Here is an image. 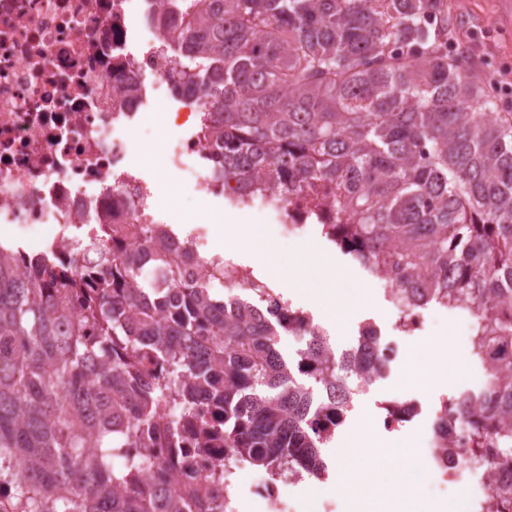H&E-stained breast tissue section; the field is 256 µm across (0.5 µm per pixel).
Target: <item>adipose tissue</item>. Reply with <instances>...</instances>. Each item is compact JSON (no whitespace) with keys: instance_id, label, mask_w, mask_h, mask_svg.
Segmentation results:
<instances>
[{"instance_id":"ef3b65f1","label":"adipose tissue","mask_w":512,"mask_h":512,"mask_svg":"<svg viewBox=\"0 0 512 512\" xmlns=\"http://www.w3.org/2000/svg\"><path fill=\"white\" fill-rule=\"evenodd\" d=\"M220 247H237L246 250L254 262L271 278L307 290L330 304L336 318L350 315L352 310L365 309L370 305L366 289L346 294V273L332 261L316 258L308 262L288 260L284 250L275 248L263 233L252 224L229 222L217 227ZM467 366L462 359H449L447 341H439L415 352L411 359L410 376L421 387L452 385L466 374ZM383 445L371 437L369 427H360L353 433L344 449V457L350 466L344 470L337 488L353 503V512H368L363 505L362 494L366 487H374L380 506L376 512H463L464 502L449 508L436 505L421 507L415 501L417 486L415 470L407 465L374 474L364 460L373 453H382Z\"/></svg>"}]
</instances>
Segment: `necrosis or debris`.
I'll return each mask as SVG.
<instances>
[{
  "label": "necrosis or debris",
  "instance_id": "1",
  "mask_svg": "<svg viewBox=\"0 0 512 512\" xmlns=\"http://www.w3.org/2000/svg\"><path fill=\"white\" fill-rule=\"evenodd\" d=\"M174 23L167 0H0V227L35 248L52 244L82 267L87 247L78 228L106 224L113 243L140 248L144 267L152 268L144 228L163 220L132 149L142 114L167 111L173 98L200 127L210 114L200 90L176 87L177 70L164 51ZM164 160L194 181L198 198L223 195L199 130L170 141ZM305 204L301 195L276 205L263 197L249 202L279 220L292 238L306 228ZM374 278L399 311L396 330L406 336L424 332L432 302H401L388 270H375ZM377 406L378 427L393 436L415 420L448 418L454 426L450 449L440 448L434 435L426 437L428 467L440 488H453L474 471L482 485L475 512H512V503L498 496L512 489V467L473 465L460 399L441 398L429 411L416 398H388ZM162 458L182 484L223 466L227 479L217 494L224 512H239L238 503L251 499L265 501L270 512H286L277 483L250 476L231 449L208 448L195 456L166 452Z\"/></svg>",
  "mask_w": 512,
  "mask_h": 512
}]
</instances>
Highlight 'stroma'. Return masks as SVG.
Here are the masks:
<instances>
[{
  "label": "stroma",
  "mask_w": 512,
  "mask_h": 512,
  "mask_svg": "<svg viewBox=\"0 0 512 512\" xmlns=\"http://www.w3.org/2000/svg\"><path fill=\"white\" fill-rule=\"evenodd\" d=\"M464 10H452L453 21L462 23L470 36L468 43L467 62L472 71L483 72L486 62L509 58L512 59V17L504 12L501 0H466ZM144 122L154 131L151 138L138 141L135 155L138 161L154 174L153 204L158 213L171 222L172 229L178 234H186L197 226L214 229L223 223L226 217L240 216L247 223L256 225L270 241L283 249L292 248V241L283 238L280 226L264 215L253 212L249 208H232L226 206L223 198H215L203 203L196 199L192 183L182 174L163 167V146L170 133V121L165 114L148 112ZM275 290L280 293L292 309L310 315L314 322L324 326L336 349L351 347L357 341L358 323L372 319L381 327L384 334H392L393 313L380 289L373 288L372 309L352 313L344 324H337L326 311L325 307L308 292L299 288H289L283 283H275ZM463 326L460 318L455 315L437 317L431 329L420 336L405 342L408 353L439 339H448L453 352L468 357L470 373L460 383L434 390H423L412 384L407 378L409 361L401 359L383 389H370L360 395L353 412L349 413L343 426L344 432L353 431L360 423L373 422L377 412L376 403L381 395L414 396L423 403L434 404L443 395L458 393L465 389L478 387L484 372L477 360L471 359L470 348L462 334Z\"/></svg>",
  "instance_id": "obj_1"
}]
</instances>
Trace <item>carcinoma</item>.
I'll return each mask as SVG.
<instances>
[{
	"label": "carcinoma",
	"mask_w": 512,
	"mask_h": 512,
	"mask_svg": "<svg viewBox=\"0 0 512 512\" xmlns=\"http://www.w3.org/2000/svg\"><path fill=\"white\" fill-rule=\"evenodd\" d=\"M168 52L207 88L217 179L238 202L307 194L341 253L430 300L475 311L484 380L474 434L512 462V109L464 68L448 0H168ZM190 251L112 247L72 270L54 247L0 256V512H222L179 488L159 448H230L273 478L326 475L318 423L374 386L382 337L341 352L241 288L216 290ZM336 363L332 381L320 367Z\"/></svg>",
	"instance_id": "obj_1"
}]
</instances>
